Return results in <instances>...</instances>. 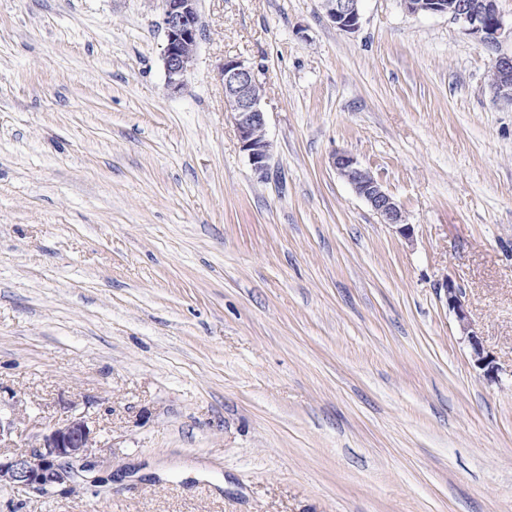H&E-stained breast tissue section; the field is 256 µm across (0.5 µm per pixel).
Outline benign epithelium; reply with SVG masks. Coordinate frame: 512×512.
<instances>
[{
    "mask_svg": "<svg viewBox=\"0 0 512 512\" xmlns=\"http://www.w3.org/2000/svg\"><path fill=\"white\" fill-rule=\"evenodd\" d=\"M199 0H161L166 46L163 54L168 86L182 89L190 73L199 39ZM327 16L341 30L354 32L360 24L361 0H323ZM410 14L447 15L467 27V31L490 49H497L505 22L496 0H402ZM224 104L233 115L241 149L254 168L262 171L270 155L265 137L266 117L261 107L262 84L257 70L243 61L228 58L222 68ZM497 98L512 103V54H499L494 60L491 81ZM333 165L385 224L398 227L408 237L411 225L404 223L400 206L381 184L347 153H338ZM448 308L456 316L460 331L471 345V356L485 375L495 376L493 359L485 353L474 330L463 300V292L452 281L445 283ZM97 447L88 421L75 414L64 424L35 437L31 449L0 457V487L33 488L43 493L70 484L78 471H89L88 456Z\"/></svg>",
    "mask_w": 512,
    "mask_h": 512,
    "instance_id": "benign-epithelium-1",
    "label": "benign epithelium"
}]
</instances>
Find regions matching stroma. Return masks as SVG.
I'll return each mask as SVG.
<instances>
[{
    "label": "stroma",
    "mask_w": 512,
    "mask_h": 512,
    "mask_svg": "<svg viewBox=\"0 0 512 512\" xmlns=\"http://www.w3.org/2000/svg\"><path fill=\"white\" fill-rule=\"evenodd\" d=\"M198 12L174 92L159 0H0V451L75 414L98 444L0 512H512V35L401 0L353 32L323 0ZM229 57L258 69L262 172ZM491 85L497 98L512 104V54H498ZM254 66L225 59L222 68L224 104L233 115L241 149L257 171H263L270 155L265 137L266 117L261 107L262 84ZM333 165L341 177L351 185L385 224L398 226L403 236L411 235V224H405L400 206L381 184L347 153H337ZM444 287L448 300V308L454 312L460 331L468 338L471 345V356L475 365L484 370L486 376L494 378L497 369L493 364V359L485 353L477 337L478 335L470 322L465 308V302L462 299V290L456 287L450 280L445 283Z\"/></svg>",
    "instance_id": "obj_1"
}]
</instances>
